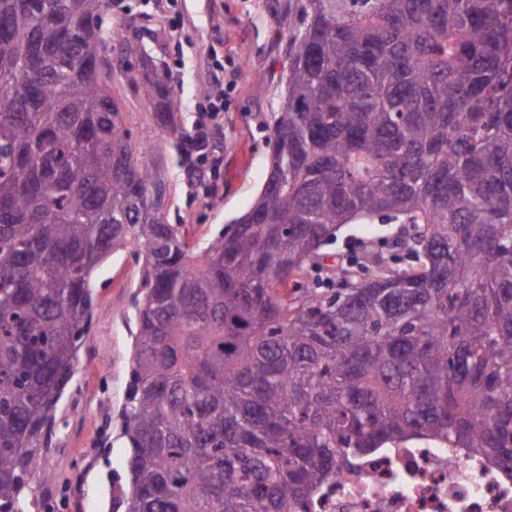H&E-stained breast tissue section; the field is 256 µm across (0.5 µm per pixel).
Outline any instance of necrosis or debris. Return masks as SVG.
Returning <instances> with one entry per match:
<instances>
[{"label": "necrosis or debris", "mask_w": 512, "mask_h": 512, "mask_svg": "<svg viewBox=\"0 0 512 512\" xmlns=\"http://www.w3.org/2000/svg\"><path fill=\"white\" fill-rule=\"evenodd\" d=\"M307 512H512V467L425 439L348 457Z\"/></svg>", "instance_id": "1"}]
</instances>
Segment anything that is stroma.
<instances>
[{
  "instance_id": "1",
  "label": "stroma",
  "mask_w": 512,
  "mask_h": 512,
  "mask_svg": "<svg viewBox=\"0 0 512 512\" xmlns=\"http://www.w3.org/2000/svg\"><path fill=\"white\" fill-rule=\"evenodd\" d=\"M290 0H112L105 28L130 32L173 76L188 123L202 120L216 68L239 76L224 90L222 190L209 196L190 184L186 170L161 134L143 88L123 74L136 58L112 51L117 78L113 94L146 158L164 172L169 186L165 217L184 225L191 243L214 238L225 224L248 212L267 178L273 143L268 123L281 103L288 66L283 19ZM394 224H350L324 246L326 265L372 250L392 257ZM139 266L127 250L112 252L94 271L93 318L79 351L75 374L58 403L56 424L25 498L23 512H114L112 497L128 481L129 450L120 412L134 350V306Z\"/></svg>"
}]
</instances>
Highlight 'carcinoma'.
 I'll return each mask as SVG.
<instances>
[{"label":"carcinoma","mask_w":512,"mask_h":512,"mask_svg":"<svg viewBox=\"0 0 512 512\" xmlns=\"http://www.w3.org/2000/svg\"><path fill=\"white\" fill-rule=\"evenodd\" d=\"M0 0L39 66L0 77V512L46 445L112 251L141 268L121 417L123 512H299L348 456L428 439L512 464V0H293L288 72L253 207L205 246L163 220L111 74L112 0ZM139 84L194 176L205 152L136 38ZM429 254L324 268L347 224ZM379 278L357 293L348 277Z\"/></svg>","instance_id":"cac0c4a2"}]
</instances>
